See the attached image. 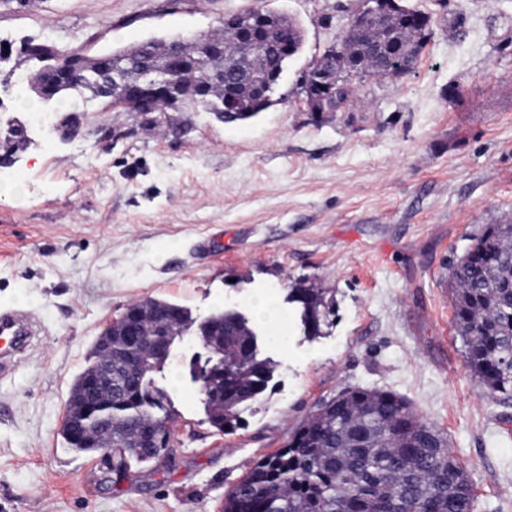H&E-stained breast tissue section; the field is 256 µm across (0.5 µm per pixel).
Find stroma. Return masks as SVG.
<instances>
[{
    "mask_svg": "<svg viewBox=\"0 0 512 512\" xmlns=\"http://www.w3.org/2000/svg\"><path fill=\"white\" fill-rule=\"evenodd\" d=\"M430 18L406 75L356 82L338 112H312L314 59L372 0H0V41L90 55L190 42L224 16L283 13L303 30L271 106L224 123L209 112H114L89 93L82 131L14 117L27 141L0 167V306L41 324L0 381V512H222L225 494L323 399L389 390L448 438L475 512H512V405L480 394L454 327L452 263L486 225L512 222V0H400ZM322 289L318 335L289 289ZM275 297L284 325L257 326L273 389L215 429L190 376L194 333L154 374L172 411V462L109 478L101 452L60 434L71 384L127 305L162 299L195 320L251 314Z\"/></svg>",
    "mask_w": 512,
    "mask_h": 512,
    "instance_id": "stroma-1",
    "label": "stroma"
}]
</instances>
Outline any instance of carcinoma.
<instances>
[{
	"instance_id": "cac0c4a2",
	"label": "carcinoma",
	"mask_w": 512,
	"mask_h": 512,
	"mask_svg": "<svg viewBox=\"0 0 512 512\" xmlns=\"http://www.w3.org/2000/svg\"><path fill=\"white\" fill-rule=\"evenodd\" d=\"M246 14L224 21V58H204L195 46L183 49L189 67L176 95L154 102L156 112H180L186 105L203 108L224 123L250 120L269 104L246 83L248 70L272 71L284 67L281 47H302L301 28L287 17L269 23L267 47L256 51L241 37ZM355 45L375 44L404 51L401 68L382 59L364 58L360 73L373 78L396 77L408 72L424 46V29H413L400 11L384 22L355 27L350 34ZM165 43L144 42L112 55L95 56L98 72H74L77 54L54 43L30 40L22 48L32 63L29 85L40 102L50 107L67 91H89L104 99L116 112H136L133 103L103 94V84L112 70L125 79H139L144 66L163 56ZM345 55L334 60L320 55L312 64L309 78L321 70H345ZM224 70V82L210 85L205 97L199 85L212 70ZM350 89L343 82L327 92L336 111L347 100ZM239 102L235 116L221 111L225 95ZM26 140L23 126L0 119V162H12V150ZM454 290V321L465 345V364L477 380L481 394L495 405L512 403V224H489L451 269ZM288 301L303 309L306 334L319 332L326 303L318 288L296 287ZM137 319L119 318L112 323L113 385L126 381V327L135 325L146 340L141 351L143 374L134 395L112 394V405L81 418L84 434L101 448L112 449V474L124 477L133 463L156 458L147 447L153 438L171 436V416L166 393L153 384L168 354L151 344L157 333L183 335L191 327L223 353L224 371L233 380L224 384L209 402L210 422L227 433L239 426L240 407L257 400L273 379V368L259 358L258 338L250 319L235 310L215 312L195 322L191 312L176 303L147 299L128 306ZM94 347V361L75 378L69 401L79 398L85 374L104 361ZM299 439L297 447L263 456L224 497V512H474L475 497L466 471L448 440L424 422L402 397L369 388L346 390L322 401L315 412L299 424L288 440Z\"/></svg>"
}]
</instances>
